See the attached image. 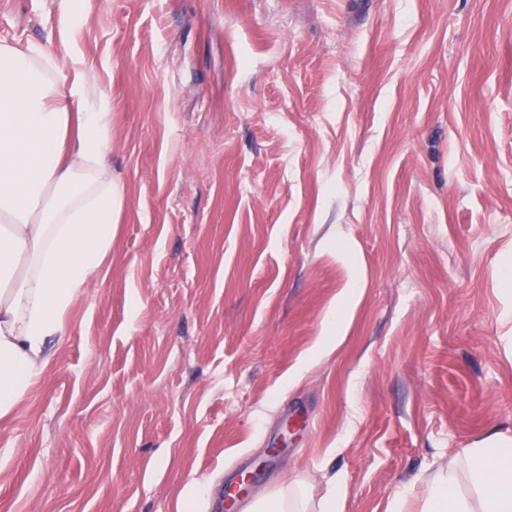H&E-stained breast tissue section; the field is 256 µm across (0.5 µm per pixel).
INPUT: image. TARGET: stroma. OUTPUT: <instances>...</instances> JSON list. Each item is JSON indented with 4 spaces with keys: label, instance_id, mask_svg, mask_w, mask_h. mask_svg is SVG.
<instances>
[{
    "label": "stroma",
    "instance_id": "stroma-1",
    "mask_svg": "<svg viewBox=\"0 0 512 512\" xmlns=\"http://www.w3.org/2000/svg\"><path fill=\"white\" fill-rule=\"evenodd\" d=\"M0 40L95 78L125 192L0 512H222L248 473L390 512L512 436V0H0Z\"/></svg>",
    "mask_w": 512,
    "mask_h": 512
}]
</instances>
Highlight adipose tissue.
Segmentation results:
<instances>
[{
    "instance_id": "adipose-tissue-1",
    "label": "adipose tissue",
    "mask_w": 512,
    "mask_h": 512,
    "mask_svg": "<svg viewBox=\"0 0 512 512\" xmlns=\"http://www.w3.org/2000/svg\"><path fill=\"white\" fill-rule=\"evenodd\" d=\"M111 153L97 84L0 41V420L44 376L112 250L125 194ZM422 512H512V437L465 449L427 484Z\"/></svg>"
}]
</instances>
